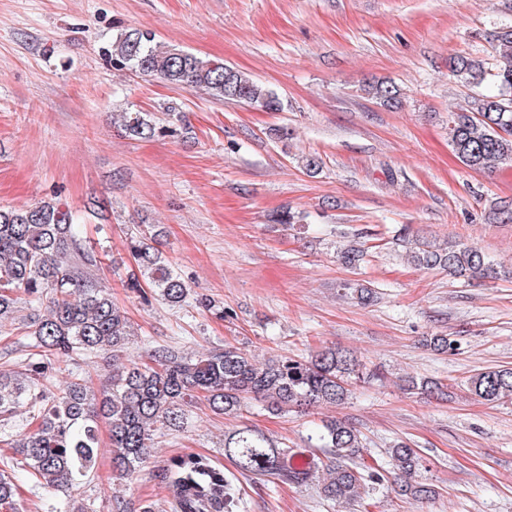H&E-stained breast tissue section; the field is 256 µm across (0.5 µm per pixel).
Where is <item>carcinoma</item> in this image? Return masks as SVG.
Segmentation results:
<instances>
[{"instance_id": "cac0c4a2", "label": "carcinoma", "mask_w": 512, "mask_h": 512, "mask_svg": "<svg viewBox=\"0 0 512 512\" xmlns=\"http://www.w3.org/2000/svg\"><path fill=\"white\" fill-rule=\"evenodd\" d=\"M492 59L459 54L448 60V74L471 94L450 113V138L460 160L472 168L491 169L512 160V25L490 34ZM112 67L145 77L206 92L219 101L244 102L267 112L282 110L278 94L251 76L220 60L156 40L148 29H126L107 51ZM380 105L396 109L401 90L384 79L363 86ZM168 125L159 126L150 112H121L118 123L132 139L179 137L187 132L178 112H169ZM128 247L137 270L129 288L139 279L149 282L170 306H180L189 295L187 283L172 264L137 229L130 231ZM365 250L350 245L337 252L345 267L359 265ZM408 257L423 269L443 268L458 278H488L494 263L473 246L428 241L411 243ZM98 253L86 246L72 213L54 200L33 206H0V332L21 323L32 339L36 361L21 370L0 371V427L8 425L25 404L32 422L6 434L22 469L48 490L81 483L94 467L101 448L99 422L109 426L112 472L128 478L141 471L155 447L156 437L182 427L186 408L205 401L219 414H236L251 401L273 412L303 414L318 406H340L352 388L365 381V366L351 352L325 348L307 358L280 355L260 363L231 344L222 349L183 356L157 352L152 363L116 364L117 352L132 336L125 312L112 293L95 278ZM343 287L366 305L374 290L355 282ZM23 292L43 311L19 319L17 292ZM78 354L110 355L115 362L110 388L97 396L85 379L70 372L62 384L48 385V373L62 370ZM468 390L493 404L512 398V367L472 375ZM451 384L430 378L407 379L410 391L430 396L448 394ZM308 447L288 450L266 431L240 425L224 432V457L238 472L303 484L317 481L322 496L351 504L368 490L388 480L398 494L416 501L435 495L423 481V459L410 443L388 449L390 469L367 471L365 448L358 429L340 419L323 422ZM321 448L324 461H309L306 452ZM175 512H225L235 492L224 472L202 458L181 459L171 470ZM0 512H17L11 474L0 471Z\"/></svg>"}]
</instances>
